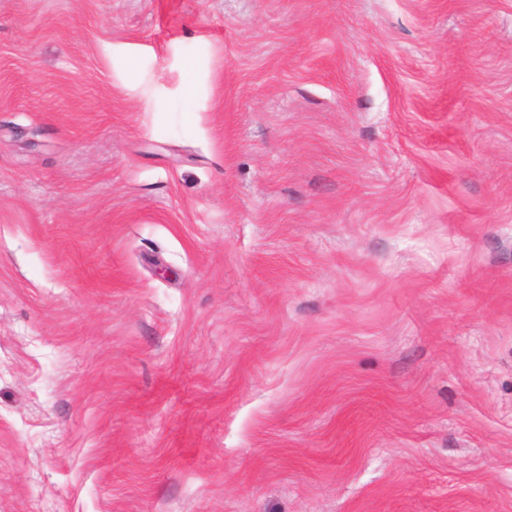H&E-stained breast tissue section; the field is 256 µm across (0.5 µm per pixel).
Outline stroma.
Wrapping results in <instances>:
<instances>
[{"mask_svg": "<svg viewBox=\"0 0 512 512\" xmlns=\"http://www.w3.org/2000/svg\"><path fill=\"white\" fill-rule=\"evenodd\" d=\"M0 512H512V0H0Z\"/></svg>", "mask_w": 512, "mask_h": 512, "instance_id": "stroma-1", "label": "stroma"}]
</instances>
